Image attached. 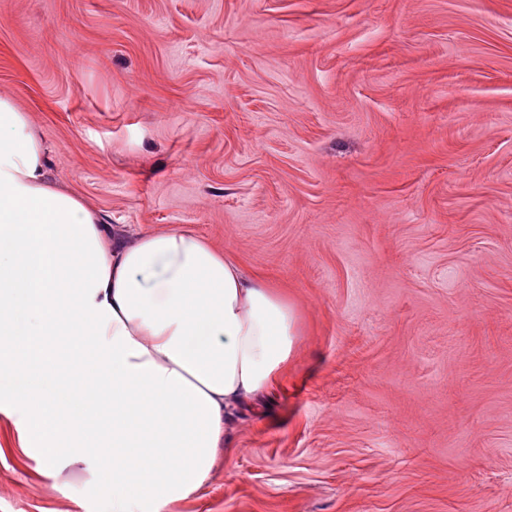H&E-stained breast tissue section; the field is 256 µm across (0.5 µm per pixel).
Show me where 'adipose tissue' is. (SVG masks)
Instances as JSON below:
<instances>
[{
	"mask_svg": "<svg viewBox=\"0 0 512 512\" xmlns=\"http://www.w3.org/2000/svg\"><path fill=\"white\" fill-rule=\"evenodd\" d=\"M298 315L273 282L185 230L124 241L51 182L0 94V413L54 475L112 512H173L205 487L239 410L270 397Z\"/></svg>",
	"mask_w": 512,
	"mask_h": 512,
	"instance_id": "ef3b65f1",
	"label": "adipose tissue"
}]
</instances>
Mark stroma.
Returning a JSON list of instances; mask_svg holds the SVG:
<instances>
[{"mask_svg": "<svg viewBox=\"0 0 512 512\" xmlns=\"http://www.w3.org/2000/svg\"><path fill=\"white\" fill-rule=\"evenodd\" d=\"M0 93L115 236L298 312L176 512H512V0H0ZM13 442L0 512H110Z\"/></svg>", "mask_w": 512, "mask_h": 512, "instance_id": "1", "label": "stroma"}]
</instances>
